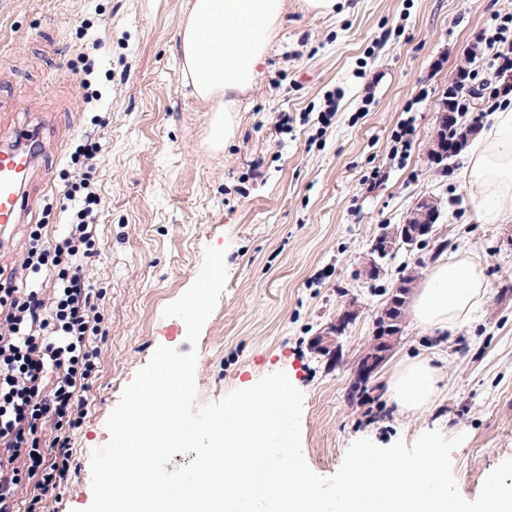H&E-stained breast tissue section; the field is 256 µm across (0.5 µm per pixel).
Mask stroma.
Segmentation results:
<instances>
[{"mask_svg": "<svg viewBox=\"0 0 512 512\" xmlns=\"http://www.w3.org/2000/svg\"><path fill=\"white\" fill-rule=\"evenodd\" d=\"M190 0H0V146L19 129L38 130L49 179L27 222L0 248V271L19 270L31 223L63 230L62 174L94 115L105 143L94 175L101 256L87 278L105 293L100 367L86 391L88 414L72 443V469L40 512H85L93 501L90 460L109 440L106 420L158 347L196 351L197 405L220 400L282 371L304 394L302 451L329 477L361 438L387 447L430 430L463 435L451 453L461 495L475 499L487 476L512 458V226L504 198L476 207L462 179L469 150L442 165L431 147L443 94L468 68L488 78L493 34L512 0H338L315 14L286 0L256 83L233 94L236 128L209 142L215 105L181 73L180 31ZM95 62L86 82L84 59ZM345 97L329 125L317 117L329 91ZM100 91V104L88 103ZM415 131L395 155L392 133ZM261 165L263 178L253 176ZM378 174L375 188L364 176ZM435 197L450 253L473 252L492 284L477 312L445 331L405 318L391 357L365 384L357 358L397 279L431 261L398 251L386 273L364 281L375 238L402 223L415 202ZM223 250L227 279L197 344L164 308L195 281L207 248ZM360 313L330 354L319 329L348 300ZM439 357L441 393L408 413L384 396L386 378L409 357Z\"/></svg>", "mask_w": 512, "mask_h": 512, "instance_id": "35a3bbf8", "label": "stroma"}]
</instances>
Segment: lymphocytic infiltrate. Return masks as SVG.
I'll return each instance as SVG.
<instances>
[{"label":"lymphocytic infiltrate","mask_w":512,"mask_h":512,"mask_svg":"<svg viewBox=\"0 0 512 512\" xmlns=\"http://www.w3.org/2000/svg\"><path fill=\"white\" fill-rule=\"evenodd\" d=\"M103 144L86 134L74 152L76 178L65 180L69 203L62 237L49 241L32 226L21 275L0 281V512H34L67 483L71 441L87 416L82 394L99 368L103 296L86 270L101 255L93 184ZM53 268L52 293L39 275Z\"/></svg>","instance_id":"lymphocytic-infiltrate-1"}]
</instances>
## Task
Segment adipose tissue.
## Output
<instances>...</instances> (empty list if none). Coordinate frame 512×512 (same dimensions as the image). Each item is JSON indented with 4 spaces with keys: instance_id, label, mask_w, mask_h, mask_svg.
Here are the masks:
<instances>
[{
    "instance_id": "1",
    "label": "adipose tissue",
    "mask_w": 512,
    "mask_h": 512,
    "mask_svg": "<svg viewBox=\"0 0 512 512\" xmlns=\"http://www.w3.org/2000/svg\"><path fill=\"white\" fill-rule=\"evenodd\" d=\"M284 8L285 0H192L180 50L194 94L213 100L251 87ZM464 178L478 202L512 195V106L500 107L488 134L472 145ZM489 288L471 252L440 259L413 298V319L425 330L448 329L469 318ZM440 380L432 358H409L388 378L386 393L402 411L416 413L435 402Z\"/></svg>"
}]
</instances>
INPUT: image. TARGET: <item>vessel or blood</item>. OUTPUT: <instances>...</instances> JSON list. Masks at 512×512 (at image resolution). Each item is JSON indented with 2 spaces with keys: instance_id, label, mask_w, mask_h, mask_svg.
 <instances>
[{
  "instance_id": "vessel-or-blood-1",
  "label": "vessel or blood",
  "mask_w": 512,
  "mask_h": 512,
  "mask_svg": "<svg viewBox=\"0 0 512 512\" xmlns=\"http://www.w3.org/2000/svg\"><path fill=\"white\" fill-rule=\"evenodd\" d=\"M37 160L15 144L0 149V233L31 212L38 191L29 175Z\"/></svg>"
}]
</instances>
